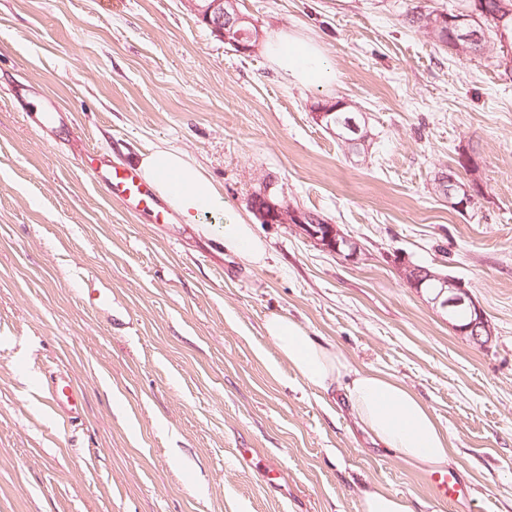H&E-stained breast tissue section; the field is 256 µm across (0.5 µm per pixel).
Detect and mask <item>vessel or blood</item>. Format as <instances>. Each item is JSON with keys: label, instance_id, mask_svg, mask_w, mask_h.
I'll return each instance as SVG.
<instances>
[{"label": "vessel or blood", "instance_id": "1", "mask_svg": "<svg viewBox=\"0 0 512 512\" xmlns=\"http://www.w3.org/2000/svg\"><path fill=\"white\" fill-rule=\"evenodd\" d=\"M25 117L31 127L46 133L57 132L69 122L67 113L53 99L43 96L38 102L29 104ZM88 175L107 193L125 205L129 211H150L156 223L168 224L172 213L159 198L153 185L146 181L134 167L104 163L88 168ZM83 299L91 309L108 311L112 308L111 288L98 280H88L82 290ZM47 395L54 406L68 418H78L83 409V392L70 380L56 375L47 381ZM430 482L438 496L449 506H456L467 500L473 488L454 471H437L431 474Z\"/></svg>", "mask_w": 512, "mask_h": 512}]
</instances>
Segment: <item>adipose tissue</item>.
Segmentation results:
<instances>
[{
    "label": "adipose tissue",
    "mask_w": 512,
    "mask_h": 512,
    "mask_svg": "<svg viewBox=\"0 0 512 512\" xmlns=\"http://www.w3.org/2000/svg\"><path fill=\"white\" fill-rule=\"evenodd\" d=\"M266 52L296 83L323 89L336 80L314 41L283 32L267 43ZM138 167L182 223L218 238L225 251L249 263L264 262L265 240L248 219L226 208L223 189L193 157L156 144L140 153ZM264 332L301 381L324 393L339 392L360 428L381 448L425 467L448 464L451 445L447 432L406 385L377 372L351 368L340 353L316 341L287 316L270 313Z\"/></svg>",
    "instance_id": "obj_1"
}]
</instances>
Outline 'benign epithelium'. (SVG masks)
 Returning a JSON list of instances; mask_svg holds the SVG:
<instances>
[{
  "label": "benign epithelium",
  "instance_id": "obj_1",
  "mask_svg": "<svg viewBox=\"0 0 512 512\" xmlns=\"http://www.w3.org/2000/svg\"><path fill=\"white\" fill-rule=\"evenodd\" d=\"M185 3L218 37L224 40V44L231 45L236 52L246 55L258 50L263 40V32L248 15L240 12L238 0H206L204 6L198 5L196 0H185ZM475 20L477 16L474 12L455 16L445 12H435L429 17V30L445 33L451 27L461 35L462 39L472 43L478 38V34L473 32ZM444 182L449 185L448 206L456 210L465 208L478 196V193L484 191L483 185L475 179L468 183H460L454 177L447 176ZM254 209L265 224H292L322 250L349 261L358 258L359 247L345 237L337 225L288 206L270 195L267 190L258 193ZM394 263L399 278L407 287L420 295H428L431 303L442 310L447 311L462 306L469 309L471 312L469 324L451 325L457 335L481 347H487L492 343L494 327L462 283L437 270L415 265L397 255L394 256Z\"/></svg>",
  "mask_w": 512,
  "mask_h": 512
}]
</instances>
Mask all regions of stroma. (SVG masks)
<instances>
[{
	"label": "stroma",
	"mask_w": 512,
	"mask_h": 512,
	"mask_svg": "<svg viewBox=\"0 0 512 512\" xmlns=\"http://www.w3.org/2000/svg\"><path fill=\"white\" fill-rule=\"evenodd\" d=\"M448 3L239 0L265 39L319 44L336 70L322 90L289 81L265 49L234 51L183 0L117 14L100 0H0V512H361L370 484L413 512H451L425 467L298 379L264 334L273 312L419 395L475 488L469 512H512V73L495 35L459 56L405 16ZM20 82L64 104L66 130L27 125ZM322 100L360 113L363 151L313 119ZM156 143L196 159L228 209L250 214L271 186L337 224L360 259L261 224L268 256L251 265L190 225L129 213L80 170L88 152L127 161ZM448 171L484 196L449 208L435 190ZM395 254L465 284L492 344L457 336ZM88 275L111 286L120 326L82 302ZM54 371L84 390L77 421L48 405ZM240 448L257 449L254 465Z\"/></svg>",
	"instance_id": "obj_1"
}]
</instances>
